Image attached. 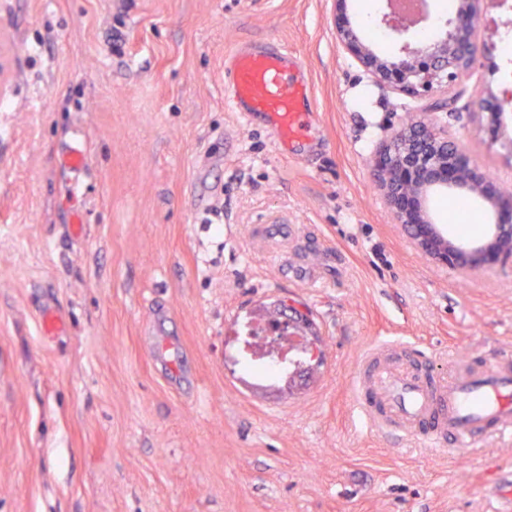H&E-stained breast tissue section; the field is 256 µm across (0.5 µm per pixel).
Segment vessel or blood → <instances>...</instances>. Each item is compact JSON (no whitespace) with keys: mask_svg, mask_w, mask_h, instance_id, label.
I'll list each match as a JSON object with an SVG mask.
<instances>
[{"mask_svg":"<svg viewBox=\"0 0 512 512\" xmlns=\"http://www.w3.org/2000/svg\"><path fill=\"white\" fill-rule=\"evenodd\" d=\"M303 63L278 39L237 45L224 57V96L241 124L263 118L278 149L301 161L316 123ZM58 165L69 175L71 194L81 191L87 166L81 142L62 148ZM420 349L401 340L373 341L353 379V400L371 432L398 433L435 452L470 458L491 440L512 441V357L457 366L431 378L418 367Z\"/></svg>","mask_w":512,"mask_h":512,"instance_id":"obj_1","label":"vessel or blood"}]
</instances>
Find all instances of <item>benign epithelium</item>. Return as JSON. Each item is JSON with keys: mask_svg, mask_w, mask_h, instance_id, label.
Returning <instances> with one entry per match:
<instances>
[{"mask_svg": "<svg viewBox=\"0 0 512 512\" xmlns=\"http://www.w3.org/2000/svg\"><path fill=\"white\" fill-rule=\"evenodd\" d=\"M413 16L386 0L378 25L398 45L393 55L381 53L374 42L345 19L336 25V40L352 50L381 85L396 79L400 87L430 93L469 78L476 66L480 25L478 0H456L454 12L442 23L439 36L425 39L417 29L431 15L429 0H417ZM478 112L495 121L502 101L479 91L473 99ZM464 148L445 129L411 124L395 134L379 155L373 178L390 210L393 223L407 231L415 247L429 258L468 276L501 255L512 254V197L504 194L479 169L465 164ZM463 193L492 207V237L488 244H463L445 235L423 205L434 192Z\"/></svg>", "mask_w": 512, "mask_h": 512, "instance_id": "1", "label": "benign epithelium"}]
</instances>
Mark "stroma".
Instances as JSON below:
<instances>
[{
	"label": "stroma",
	"mask_w": 512,
	"mask_h": 512,
	"mask_svg": "<svg viewBox=\"0 0 512 512\" xmlns=\"http://www.w3.org/2000/svg\"><path fill=\"white\" fill-rule=\"evenodd\" d=\"M480 10L476 69L436 109L338 44L341 18L370 30L361 0H0V512H494L512 445L457 461L375 437L351 396L380 336L430 351L431 376L512 353V259L462 277L424 256L372 175L424 122L512 188V112L470 107L512 86V7ZM269 36L309 75L300 163L224 106L225 53ZM76 140L74 199L56 154ZM270 223L293 226L286 250ZM311 241L335 268L306 260ZM273 310L321 360L254 386L247 330Z\"/></svg>",
	"instance_id": "1"
}]
</instances>
